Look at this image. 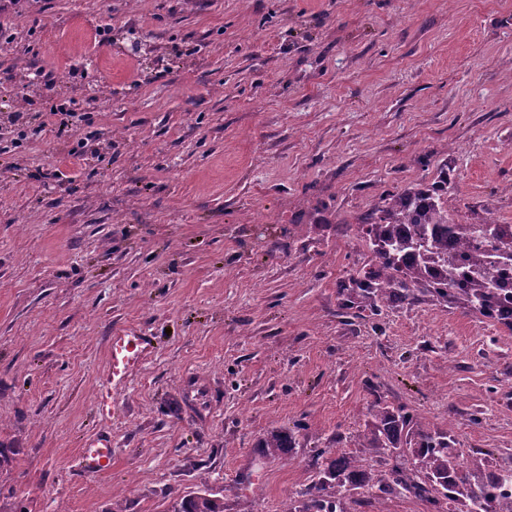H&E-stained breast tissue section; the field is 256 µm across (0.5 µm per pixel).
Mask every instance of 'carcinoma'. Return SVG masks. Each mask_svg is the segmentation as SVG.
<instances>
[{
    "label": "carcinoma",
    "instance_id": "carcinoma-1",
    "mask_svg": "<svg viewBox=\"0 0 512 512\" xmlns=\"http://www.w3.org/2000/svg\"><path fill=\"white\" fill-rule=\"evenodd\" d=\"M447 194L444 164L437 181L388 193L358 218L370 259L341 282L343 308L377 315L392 303L428 298L512 329V318L505 317L512 288L503 281L504 270L512 267V227L457 223ZM361 438L378 456L396 459L390 472L339 454L306 489L304 502L289 501L288 512H346V501L365 488L375 490L377 502L411 496L436 512H512V500L503 493L512 469L486 470L465 461L452 431L428 430L402 406L376 402ZM294 445V434L281 430L259 439L256 448L268 457ZM170 512H224V503L190 494Z\"/></svg>",
    "mask_w": 512,
    "mask_h": 512
}]
</instances>
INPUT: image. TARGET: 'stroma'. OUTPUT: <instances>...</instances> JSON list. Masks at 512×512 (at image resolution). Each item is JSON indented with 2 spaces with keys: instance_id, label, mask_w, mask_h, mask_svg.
<instances>
[{
  "instance_id": "35a3bbf8",
  "label": "stroma",
  "mask_w": 512,
  "mask_h": 512,
  "mask_svg": "<svg viewBox=\"0 0 512 512\" xmlns=\"http://www.w3.org/2000/svg\"><path fill=\"white\" fill-rule=\"evenodd\" d=\"M60 104L85 149L32 133ZM443 163L456 221L512 224V0H0V512H284L320 452L388 471L378 399L512 469V331L340 306L357 218ZM125 327L154 352L104 418ZM294 445H296L294 434L290 430H281L260 438L256 445V451L260 456L268 457L284 453L286 448H294ZM83 470L92 476L107 474L112 469V441L100 436L89 438L80 453ZM224 503L208 494H190L174 502L170 512H223Z\"/></svg>"
}]
</instances>
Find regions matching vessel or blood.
I'll return each mask as SVG.
<instances>
[{"label": "vessel or blood", "mask_w": 512, "mask_h": 512, "mask_svg": "<svg viewBox=\"0 0 512 512\" xmlns=\"http://www.w3.org/2000/svg\"><path fill=\"white\" fill-rule=\"evenodd\" d=\"M153 346L149 337L132 328L113 332L108 349V371L99 384L97 408L103 414L112 412V396L121 390L126 378L147 358ZM83 470L92 476L112 469V441L95 436L85 441L80 453Z\"/></svg>", "instance_id": "vessel-or-blood-1"}]
</instances>
